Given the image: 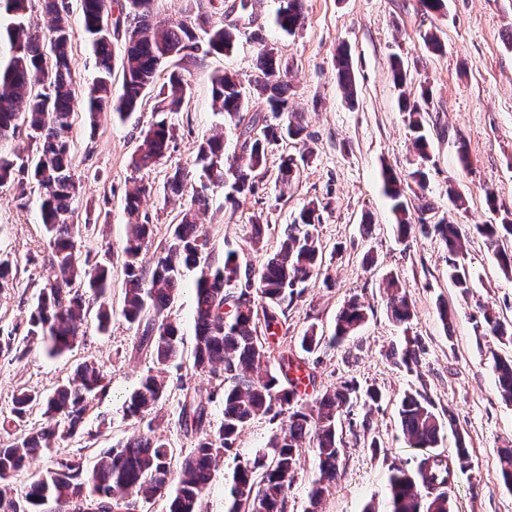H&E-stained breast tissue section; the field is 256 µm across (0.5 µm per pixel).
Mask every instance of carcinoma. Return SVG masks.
<instances>
[{
	"instance_id": "cac0c4a2",
	"label": "carcinoma",
	"mask_w": 512,
	"mask_h": 512,
	"mask_svg": "<svg viewBox=\"0 0 512 512\" xmlns=\"http://www.w3.org/2000/svg\"><path fill=\"white\" fill-rule=\"evenodd\" d=\"M155 0H82L81 27L75 30L70 15L60 10L58 0H42L49 16L48 34L43 36L28 20L31 0H0V13L11 18L6 28L7 57H0V187L24 184L30 176L39 190L40 223L49 241L46 256L52 278L40 288L27 322L28 340H39L49 355L72 349L83 335V322L90 303L98 330L112 320L106 305L112 292V261L80 260L75 228L79 213L73 207L80 182L74 173L72 128L81 108L91 124L101 115L124 121L139 110L144 98L153 100L154 121L141 130V143L133 158L137 170L151 168L170 153L177 139L178 114L190 99V83L181 64L209 55H227L238 41V25L213 22L207 12L193 17L160 19ZM303 0H279L274 23L289 36L303 27ZM123 31L120 56L113 40ZM86 43L97 73L87 88L73 77L72 44L76 36ZM120 73H115V70ZM390 70L399 90L401 111L413 132L412 145L418 158L430 160L429 142L423 134L425 114L432 91L422 85L418 94L407 90L408 73L402 58H390ZM288 65L275 47L261 45L256 73L250 85L262 92L263 110H251L247 87L232 71L216 73L211 94L224 118V129L233 133L236 148L228 152L224 135L202 139L194 149V169H170L163 184V199L190 200L177 215L173 233L156 254L151 271L143 267L142 250L153 233L149 216L141 215L140 203L149 192L136 183L126 193V239L122 248L125 288L121 316L140 332L138 349L149 352L157 366L144 376L126 400V411L142 419L163 400L166 386L161 373L182 354L183 336L170 311L182 287L186 269H205L194 284L193 367L224 378V419L211 428L208 407L187 401L181 407V428L194 438L193 454L185 459L181 476L173 480L170 460L173 448L163 436L148 428L143 434L96 454L86 462L77 456L56 459L46 472L30 481L22 491L9 487L25 460L48 450L56 439L82 431L90 403L106 391L104 377L93 363L80 364L74 377L42 398L28 392L14 400L9 423L19 425L35 406H42L47 423L36 433L22 434L0 443V512H133L138 504L163 499L166 512H202V496L219 459L234 449L241 431L255 418H285L274 433L267 451L240 460L229 480L224 512H286L288 491L299 465L298 448L312 443L318 476L309 493L317 505L341 477L343 445L341 417L355 406L373 408L382 400L375 388L363 390L346 381L333 390L319 391L306 399L293 386L289 372L307 368L306 359L282 355L280 372L267 369L268 337L276 334L288 308L308 283L323 272V248L316 235L321 223L320 204L308 202L293 223L285 226L280 248L255 269L244 260L243 250H227L224 260H210L209 239L199 217L210 209V191L224 187V210L235 213L240 202L257 194L267 175L266 161L272 145L283 139L306 135L299 113L289 101ZM336 77L345 99L353 101L355 82L350 51L336 54ZM120 79V92L114 91ZM36 144V153L24 157L3 144L20 126ZM298 167L297 160L281 159L276 180L287 185ZM384 188L392 200L399 237H408L416 227L434 234L448 250V278L462 293L470 284L464 264L461 227L443 219L430 222L431 207H418L412 217L411 198L401 180L389 169L382 172ZM418 224H412V220ZM475 228L493 249L500 269L512 274V219L499 224H477ZM265 225L256 218L250 224V249L262 248ZM386 310L391 320L408 327L414 313L405 287L393 275L386 278ZM368 312L356 299L349 300L336 317L334 332L326 336L310 326L299 337L301 351L313 355L355 335L367 321ZM479 336L512 334L492 308L481 306L474 319ZM422 345L416 336H406L391 351L395 364L411 372L418 367ZM493 371L502 398L512 402V353L493 356ZM402 433L409 445L424 450L406 464H395L388 478V512H451L449 491L455 472L463 468L469 453L465 437L457 434L456 454L450 458L437 451L446 426L433 401L415 390L399 400ZM503 485L512 491V448L498 449Z\"/></svg>"
}]
</instances>
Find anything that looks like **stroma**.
Wrapping results in <instances>:
<instances>
[{"label": "stroma", "instance_id": "1", "mask_svg": "<svg viewBox=\"0 0 512 512\" xmlns=\"http://www.w3.org/2000/svg\"><path fill=\"white\" fill-rule=\"evenodd\" d=\"M277 6V0H257L232 54L187 63L189 118L179 125L174 149L152 169L137 172L131 166L140 131L152 120L150 107L125 121L107 116L94 124L85 113L76 115L74 165L83 186L74 205L79 214L102 219L96 230L77 232V248L93 260L111 251L114 313L104 333L97 330L95 318H88L85 335L58 358L48 357L37 341L20 354L0 350V420L10 418L20 391L48 395L84 361L98 365L107 390L90 405L82 433L55 440L18 472L12 485L22 488L55 459H89L142 431V423L128 417L124 398L142 376L155 373L156 366L150 355L137 350V331L119 313L125 194L137 179L154 187V196L142 204L153 224L152 239L143 251L144 265H151L154 252L169 240L181 206L180 201L166 204L159 197L166 174L178 165L193 168L194 144L224 130L222 116L211 106L212 75L227 70L250 79L257 47L264 43L278 48L291 68L290 102L303 114L309 136L271 147L269 171L258 194L243 200L235 214L225 213L224 190L214 188L213 206L203 219L212 255L220 261L225 250L242 247L252 216L259 215L266 225L264 248L248 253L247 259L260 267L266 255L278 249L284 226L303 205L322 202L318 234L323 265L335 284L327 288L313 283L294 300L286 322L288 349L299 353L298 338L308 327L331 333L343 304L358 297L369 307V318L350 341L314 354L316 388L323 391L354 380L384 396L372 411L356 408V427L343 434V476L315 508L309 492L317 461L311 448L300 449L287 512H364L369 505L375 512H387L390 467L419 454L404 438L398 416L397 400L409 389L426 392L440 414H454L457 428L446 431L441 452L453 455L456 434L465 437L470 463L458 471L451 488L453 512H512V492L501 482L497 460L498 449L512 445V403L499 395L491 363L503 345L492 336L477 337L473 330V316L481 305L512 321V276L499 269L485 238L471 232L465 241L471 288L461 295L448 279V251L437 237L419 232L398 237L381 177L388 168L409 181L418 163L392 82L390 57L396 54L407 64L413 84L428 85L433 92L425 122L431 154L426 201L432 218L472 227L499 223L512 213V0H447L440 14L425 13L419 0H303L304 24L292 37L273 24ZM429 30L444 42L443 52L426 49L422 35ZM341 44L350 50L356 78L351 103L336 81L334 56ZM462 143L469 154L466 166L458 159ZM287 154L304 155L308 161L284 188L275 178ZM452 185L466 197L463 208H454L448 199ZM488 186L496 195L492 208L485 200ZM367 215L372 224L366 229L361 221ZM48 252L37 202L19 207L15 187H0V255L16 264L13 287L0 291V338L24 336L38 290L51 276L45 262ZM390 273L398 275L411 294L414 318L407 333L419 337L423 347L419 366L411 373L390 357L404 333L386 315L384 279ZM196 277V271H185L171 311L183 333V355L166 368V394L153 412L158 434L174 450L170 467L175 475L194 446L179 420L184 399L208 402L212 427H219L224 418L219 379L198 374L191 366ZM442 303L452 316L447 325L438 312ZM281 425V420L261 416L239 434L236 455L224 456L212 473L205 491L206 512H224V485L236 458L263 452Z\"/></svg>", "mask_w": 512, "mask_h": 512}]
</instances>
